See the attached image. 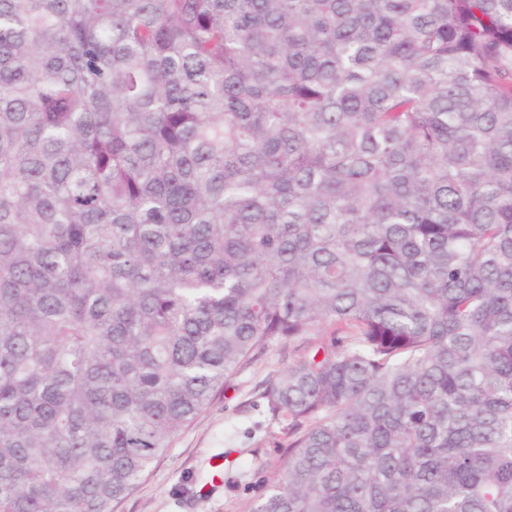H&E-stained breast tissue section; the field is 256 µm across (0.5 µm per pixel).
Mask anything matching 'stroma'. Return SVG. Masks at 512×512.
I'll list each match as a JSON object with an SVG mask.
<instances>
[{"label": "stroma", "mask_w": 512, "mask_h": 512, "mask_svg": "<svg viewBox=\"0 0 512 512\" xmlns=\"http://www.w3.org/2000/svg\"><path fill=\"white\" fill-rule=\"evenodd\" d=\"M332 327L277 344L242 368L128 497L122 512H250L281 472L284 423L262 397L269 379L327 342Z\"/></svg>", "instance_id": "stroma-1"}]
</instances>
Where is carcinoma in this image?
I'll return each mask as SVG.
<instances>
[{
    "label": "carcinoma",
    "mask_w": 512,
    "mask_h": 512,
    "mask_svg": "<svg viewBox=\"0 0 512 512\" xmlns=\"http://www.w3.org/2000/svg\"><path fill=\"white\" fill-rule=\"evenodd\" d=\"M328 325L251 512H512V0H0V512Z\"/></svg>",
    "instance_id": "1"
}]
</instances>
